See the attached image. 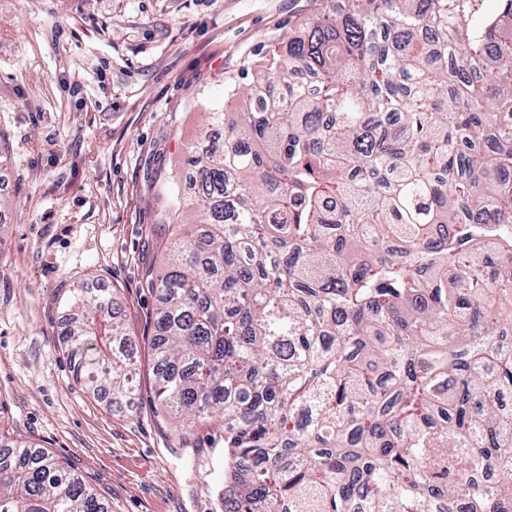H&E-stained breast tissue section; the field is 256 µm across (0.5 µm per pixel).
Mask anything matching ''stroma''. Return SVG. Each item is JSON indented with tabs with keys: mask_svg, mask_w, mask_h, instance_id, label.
<instances>
[{
	"mask_svg": "<svg viewBox=\"0 0 512 512\" xmlns=\"http://www.w3.org/2000/svg\"><path fill=\"white\" fill-rule=\"evenodd\" d=\"M0 0V444L79 471L112 512H224V433L158 413L149 340L165 189L208 114L321 2ZM111 292L136 392L76 379L63 292Z\"/></svg>",
	"mask_w": 512,
	"mask_h": 512,
	"instance_id": "stroma-1",
	"label": "stroma"
}]
</instances>
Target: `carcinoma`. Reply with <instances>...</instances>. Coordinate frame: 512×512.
<instances>
[{"instance_id": "carcinoma-1", "label": "carcinoma", "mask_w": 512, "mask_h": 512, "mask_svg": "<svg viewBox=\"0 0 512 512\" xmlns=\"http://www.w3.org/2000/svg\"><path fill=\"white\" fill-rule=\"evenodd\" d=\"M188 152L194 227L145 287L155 397L224 430V512H512V0H345L299 24ZM111 293L77 376L133 394ZM0 512H112L0 448Z\"/></svg>"}]
</instances>
